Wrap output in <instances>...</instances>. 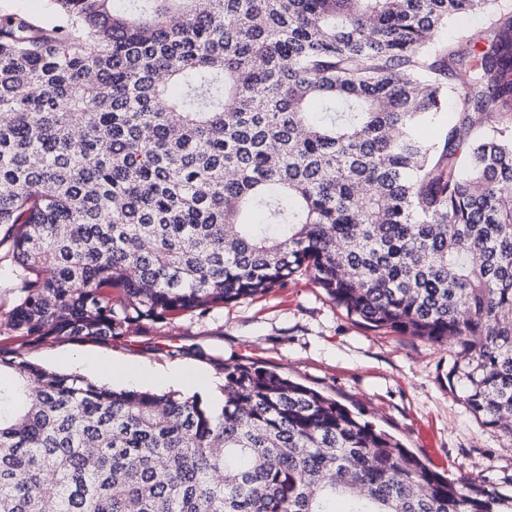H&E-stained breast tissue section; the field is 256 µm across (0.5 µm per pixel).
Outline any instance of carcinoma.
Returning <instances> with one entry per match:
<instances>
[{"mask_svg": "<svg viewBox=\"0 0 512 512\" xmlns=\"http://www.w3.org/2000/svg\"><path fill=\"white\" fill-rule=\"evenodd\" d=\"M0 12V328L108 341L298 271L350 316L453 347L512 441V6L49 0ZM463 93L444 139L420 128ZM0 512H512L273 369L221 396L114 390L0 351ZM48 8L46 0H0V10L47 15ZM14 263L6 245L0 247V316L16 305L22 290L21 282L13 273Z\"/></svg>", "mask_w": 512, "mask_h": 512, "instance_id": "obj_1", "label": "carcinoma"}]
</instances>
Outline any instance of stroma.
<instances>
[{
  "label": "stroma",
  "instance_id": "stroma-1",
  "mask_svg": "<svg viewBox=\"0 0 512 512\" xmlns=\"http://www.w3.org/2000/svg\"><path fill=\"white\" fill-rule=\"evenodd\" d=\"M0 349L116 389L149 367L142 388L183 393L192 385L205 398L217 395L225 365L255 362L362 413L437 473L512 493V447L449 389L450 348L347 316L304 271L264 295L134 324L109 342L1 334Z\"/></svg>",
  "mask_w": 512,
  "mask_h": 512
}]
</instances>
